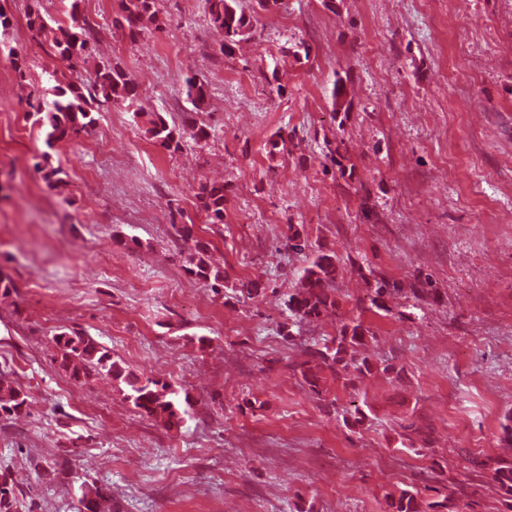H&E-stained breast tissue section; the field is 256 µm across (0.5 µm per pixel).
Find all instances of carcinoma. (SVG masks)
Listing matches in <instances>:
<instances>
[{
  "mask_svg": "<svg viewBox=\"0 0 512 512\" xmlns=\"http://www.w3.org/2000/svg\"><path fill=\"white\" fill-rule=\"evenodd\" d=\"M125 20L130 33H137L154 25L160 26L161 20L157 0H121ZM215 31L221 37L220 50L224 51L242 41L251 31L253 21L238 7V0H203ZM68 21L49 23L36 7L27 13V26L45 35L59 55L75 67L85 62L91 55L96 41L95 28L82 19L78 11V0H72L66 12ZM187 101L193 111L187 113L180 127L171 125L165 117L156 112L151 114L145 133L150 139L168 150H179L186 139L196 142L208 137L207 129L198 126L193 113L201 111L208 97L204 83L193 76L185 78ZM138 86L118 65L103 63L98 66L93 84L88 93L77 87L67 90L61 88L52 108L44 113L42 106H33L39 115L38 122L45 128V145L49 148L78 137L90 129L96 122L93 116V103H117L124 105L140 116L137 108ZM198 207L205 212L208 223H224V184L203 182L196 194ZM176 234L188 243L185 256V271L203 282L213 291L224 287V268L212 261V243L195 239L192 226L180 224L173 226ZM336 256L318 255L304 271L298 288L288 296L286 306L291 315L299 320L318 319L336 312L334 285L336 283ZM376 298L384 303V297L392 294H405L420 298L431 294V289L423 282H414L408 288H401L395 282L380 279L376 281ZM374 337L371 330L359 322L345 325L339 336L331 344L307 351L308 359L298 365L303 380L312 390L320 393V372H329L337 379L348 375L350 371L363 372L369 369L367 363H358L352 351L365 344L367 338ZM57 359L60 366L76 382L89 383L104 375L123 385L120 392L124 399L131 402L141 413L161 421L166 425L179 422L191 407L189 397L181 398L178 392L166 383L146 378L141 379L132 371L123 367L112 358V353L93 337L80 328L63 329L53 337ZM27 404V393L20 384L9 379H0V411L6 414H19ZM491 478L498 483L503 505L512 512V455L500 459L493 469ZM15 481L6 476L0 477V512H12L14 507L13 486ZM389 506L393 512H466L458 501L447 498L442 502L422 505L417 496L407 490L399 494L388 493Z\"/></svg>",
  "mask_w": 512,
  "mask_h": 512,
  "instance_id": "cac0c4a2",
  "label": "carcinoma"
}]
</instances>
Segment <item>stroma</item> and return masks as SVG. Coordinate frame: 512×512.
Returning a JSON list of instances; mask_svg holds the SVG:
<instances>
[{
	"label": "stroma",
	"instance_id": "1",
	"mask_svg": "<svg viewBox=\"0 0 512 512\" xmlns=\"http://www.w3.org/2000/svg\"><path fill=\"white\" fill-rule=\"evenodd\" d=\"M31 3L63 16L59 0H0V272L17 285L0 299V378L28 395L0 414L14 512H84L95 487L112 512H391L402 489L502 512L490 469L512 414V0H278L226 52L201 0H160L161 25L134 40L119 0H83L97 39L77 72L27 26ZM104 61L136 80L141 116L103 106L90 133L47 149L29 100L51 107L56 85L85 87ZM189 75L208 87L210 137L173 152L144 115L180 123ZM207 180L225 186L223 223L197 208ZM183 218L214 243L223 294L183 270ZM322 252L336 314L296 323L288 295ZM382 278L437 293L381 310ZM356 319L375 334L371 373L314 395L296 364ZM72 327L192 409L169 428L111 380L74 382L53 342ZM410 423L431 427L427 445L404 444Z\"/></svg>",
	"mask_w": 512,
	"mask_h": 512
}]
</instances>
